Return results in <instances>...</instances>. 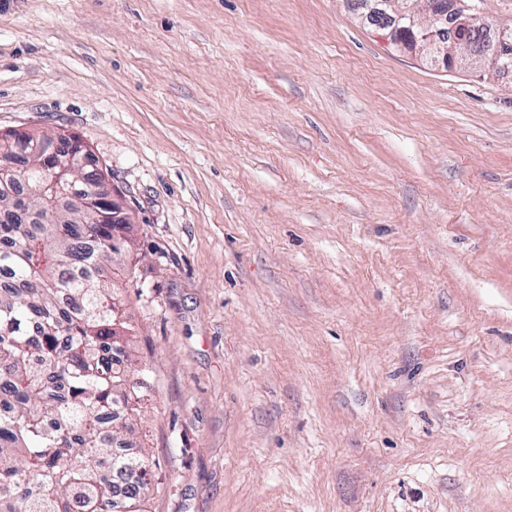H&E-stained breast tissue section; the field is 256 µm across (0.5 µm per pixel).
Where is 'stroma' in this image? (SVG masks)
<instances>
[{"instance_id":"1","label":"stroma","mask_w":512,"mask_h":512,"mask_svg":"<svg viewBox=\"0 0 512 512\" xmlns=\"http://www.w3.org/2000/svg\"><path fill=\"white\" fill-rule=\"evenodd\" d=\"M132 220L147 512H512V72L346 0H0V131Z\"/></svg>"}]
</instances>
